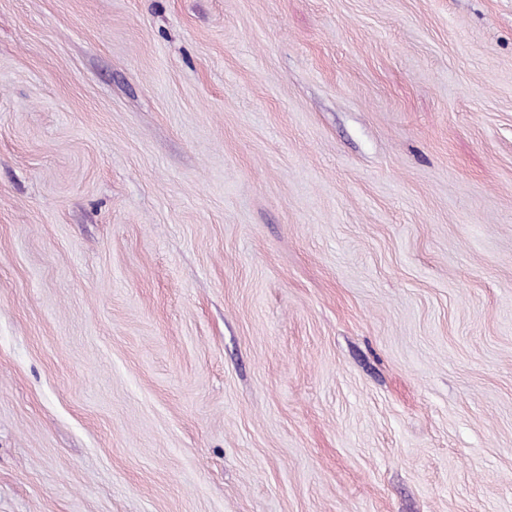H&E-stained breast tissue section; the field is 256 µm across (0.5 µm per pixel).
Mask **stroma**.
<instances>
[{
  "mask_svg": "<svg viewBox=\"0 0 512 512\" xmlns=\"http://www.w3.org/2000/svg\"><path fill=\"white\" fill-rule=\"evenodd\" d=\"M0 512H512V0H0Z\"/></svg>",
  "mask_w": 512,
  "mask_h": 512,
  "instance_id": "stroma-1",
  "label": "stroma"
}]
</instances>
